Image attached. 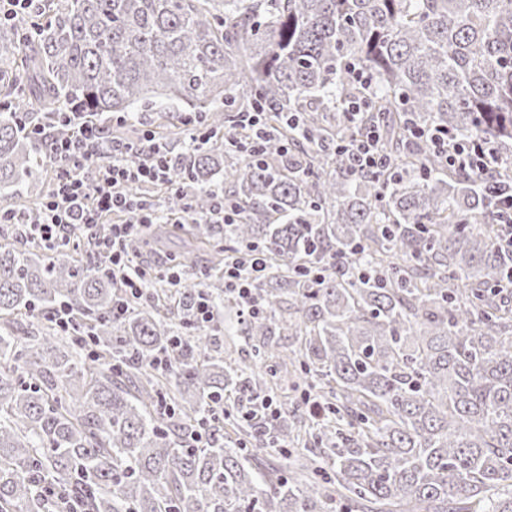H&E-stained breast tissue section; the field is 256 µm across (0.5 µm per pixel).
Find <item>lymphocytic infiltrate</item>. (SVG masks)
Listing matches in <instances>:
<instances>
[{"label":"lymphocytic infiltrate","instance_id":"lymphocytic-infiltrate-1","mask_svg":"<svg viewBox=\"0 0 512 512\" xmlns=\"http://www.w3.org/2000/svg\"><path fill=\"white\" fill-rule=\"evenodd\" d=\"M415 136L430 140L435 150L445 155L449 164L462 168H483L495 154L493 143L479 141L451 145L448 132L439 129L414 131ZM104 131L99 126H81L75 140L52 144L55 162V188L44 201L37 216L0 211V224L14 226L23 239H36L46 248L69 245L74 228H81L96 252L108 256L110 270L121 278L124 300L112 307L114 319L128 312V302L141 298L143 280L148 272L123 250V241L142 233L149 225L165 222L166 217L147 201L128 193L130 184H153L169 180L171 164L160 149L150 148L149 161L137 158L136 147L120 141L103 146ZM118 215L120 223L111 227V234L101 238L95 233L105 216ZM265 271L260 258L231 262L224 266V285L239 300L241 313L257 314L253 288Z\"/></svg>","mask_w":512,"mask_h":512}]
</instances>
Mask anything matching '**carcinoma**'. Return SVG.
<instances>
[{"label":"carcinoma","instance_id":"1","mask_svg":"<svg viewBox=\"0 0 512 512\" xmlns=\"http://www.w3.org/2000/svg\"><path fill=\"white\" fill-rule=\"evenodd\" d=\"M0 77L19 94L0 193L42 197L49 142L79 122L185 104L210 137L169 155L172 181L202 217L227 172L238 212L133 238L135 258L177 232L189 245L180 284L150 279L121 321L101 257L0 243V512H512V254L485 176L410 133L490 139L487 169L512 179V0H43L0 24ZM361 96L351 126L340 105ZM243 109L265 113L256 156L248 129L224 133ZM371 127L390 167L359 174L339 145ZM155 204L184 200L168 184ZM248 244L267 261L239 320L259 371L210 353L220 312L239 314L224 263ZM203 296L215 315L196 328ZM60 304L67 334L46 317ZM289 364L314 410L254 415ZM290 443L304 452L284 470L245 459Z\"/></svg>","mask_w":512,"mask_h":512}]
</instances>
